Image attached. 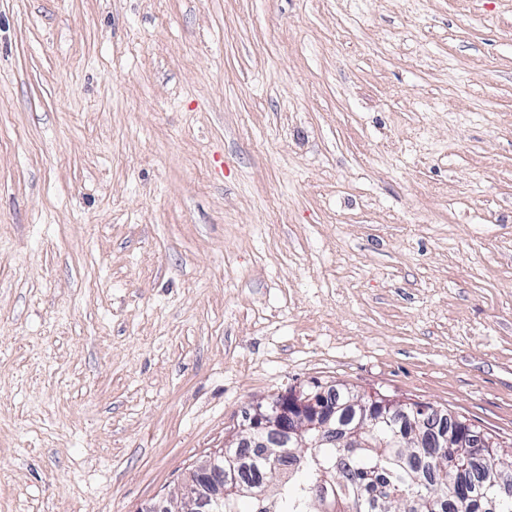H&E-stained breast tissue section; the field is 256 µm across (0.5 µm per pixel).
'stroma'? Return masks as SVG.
Returning a JSON list of instances; mask_svg holds the SVG:
<instances>
[{
  "label": "stroma",
  "mask_w": 512,
  "mask_h": 512,
  "mask_svg": "<svg viewBox=\"0 0 512 512\" xmlns=\"http://www.w3.org/2000/svg\"><path fill=\"white\" fill-rule=\"evenodd\" d=\"M333 385L512 441V0H0V512Z\"/></svg>",
  "instance_id": "35a3bbf8"
}]
</instances>
